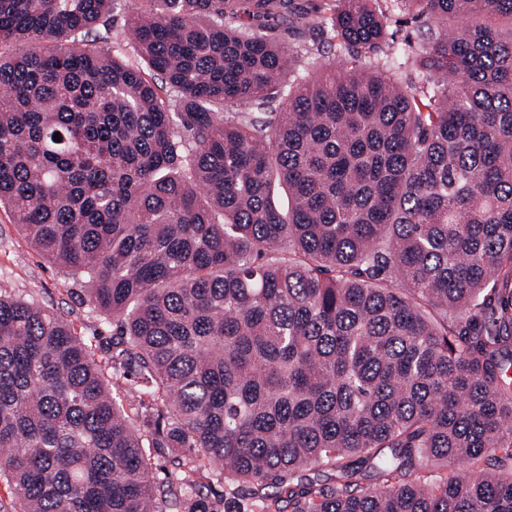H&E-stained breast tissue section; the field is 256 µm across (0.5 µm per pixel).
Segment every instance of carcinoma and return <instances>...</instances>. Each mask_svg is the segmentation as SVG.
<instances>
[{
	"instance_id": "1",
	"label": "carcinoma",
	"mask_w": 512,
	"mask_h": 512,
	"mask_svg": "<svg viewBox=\"0 0 512 512\" xmlns=\"http://www.w3.org/2000/svg\"><path fill=\"white\" fill-rule=\"evenodd\" d=\"M394 2L0 0V207L112 323L0 293L21 512H512V0ZM125 0H122L121 6L112 13V42L110 44H106L105 42H100L97 45L103 48L112 47V51L115 54L125 56L130 58L131 60L135 57V52L131 43H129L126 39H124V35L122 34L124 28V19L126 15ZM395 19L398 22L396 24L393 22L388 28L387 44L392 49L402 45L405 41H416L418 39L422 31L418 23L411 20L409 16L404 15V13L395 15L393 20ZM285 27V25L275 20L268 22L265 28H259V31L272 37L286 39L292 43H298L299 40L304 39L313 44L312 53L309 54L308 59H305V62H310V65H306L303 75L308 76L314 71L316 65L331 62L336 58V46L328 43L326 39L320 41L321 38L315 36L307 35L306 38H301L291 33L287 34Z\"/></svg>"
}]
</instances>
